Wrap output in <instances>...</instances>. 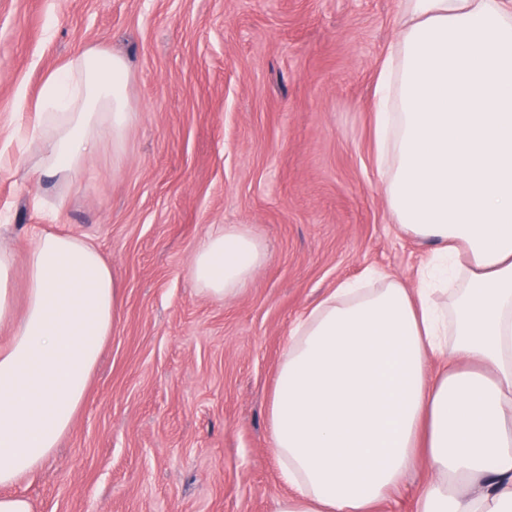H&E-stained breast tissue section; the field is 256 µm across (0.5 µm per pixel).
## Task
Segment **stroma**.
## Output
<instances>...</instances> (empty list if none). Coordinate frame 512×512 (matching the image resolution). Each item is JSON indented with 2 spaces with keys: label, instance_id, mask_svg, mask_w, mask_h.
<instances>
[{
  "label": "stroma",
  "instance_id": "obj_1",
  "mask_svg": "<svg viewBox=\"0 0 512 512\" xmlns=\"http://www.w3.org/2000/svg\"><path fill=\"white\" fill-rule=\"evenodd\" d=\"M400 0H0V239L93 241L120 320L58 451L20 479L35 512H274L268 402L292 323L380 269L415 287L432 247L394 223L374 158V86ZM98 46L131 66L122 164L103 140L73 183L37 186L46 77ZM243 224L266 262L198 291V242Z\"/></svg>",
  "mask_w": 512,
  "mask_h": 512
}]
</instances>
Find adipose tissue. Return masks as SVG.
I'll return each instance as SVG.
<instances>
[{
  "instance_id": "ef3b65f1",
  "label": "adipose tissue",
  "mask_w": 512,
  "mask_h": 512,
  "mask_svg": "<svg viewBox=\"0 0 512 512\" xmlns=\"http://www.w3.org/2000/svg\"><path fill=\"white\" fill-rule=\"evenodd\" d=\"M375 91L377 168L400 228L431 244L416 287L373 270L293 323L268 423L274 512H378L420 466L415 512H512V0H401ZM123 56L87 47L36 100L33 171L73 180L134 115ZM219 225L189 268L215 300L266 260ZM0 244V512L59 448L121 314L120 283L86 239L44 230L24 283Z\"/></svg>"
}]
</instances>
